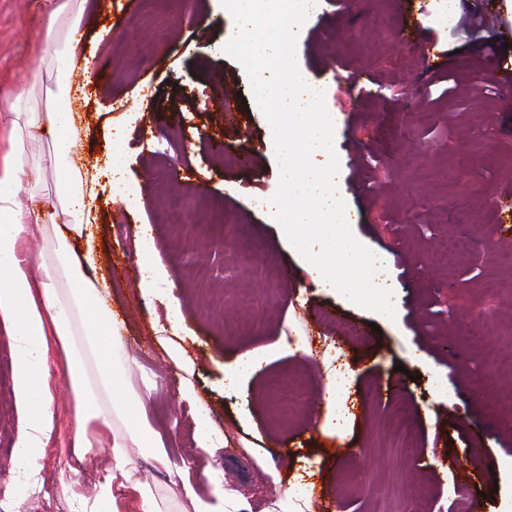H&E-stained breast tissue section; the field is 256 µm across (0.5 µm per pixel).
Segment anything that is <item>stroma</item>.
Returning <instances> with one entry per match:
<instances>
[{"mask_svg": "<svg viewBox=\"0 0 512 512\" xmlns=\"http://www.w3.org/2000/svg\"><path fill=\"white\" fill-rule=\"evenodd\" d=\"M44 0H0V101L31 87L46 106L50 83L38 49ZM448 0H323L298 47L305 75L324 90L334 122L337 179L351 226L395 287L400 320L351 337L361 309L316 285L267 215L280 168L258 109L224 112L225 88L250 97L242 66L224 51L235 21L221 0H83L79 56L91 65L77 102L85 153L97 167L93 244L110 279L107 298L128 357L127 386L140 395L173 464L158 468L129 448L131 478L114 472L109 440L73 455V398L56 355L48 367L57 430L24 479L14 456L20 419L13 386L0 389V495L13 512H142L150 489L165 512H194L192 483L212 495L209 473L267 512L302 468L314 472L320 512H501L512 499V0H459L493 19L480 38L456 33ZM389 22L374 29L377 16ZM135 30V52L119 50ZM429 43L443 71L426 73L412 42ZM371 94L347 89L351 75ZM121 133L126 177L149 207L112 195L111 135ZM221 138L213 147L210 136ZM250 152V167L238 158ZM191 207L171 212L164 184ZM198 237L200 249L183 242ZM152 244L173 285L187 363L170 359L155 332L167 309L143 296L142 245ZM300 351L286 350V343ZM268 356L244 389L224 386L236 355ZM401 365L413 374L391 399L382 388ZM349 397L328 407L332 372ZM192 399H185L184 388ZM205 406L215 438L197 440ZM343 413L345 436L324 430ZM405 415L414 449L392 427ZM486 451L469 452L473 434ZM470 478L460 481L455 465Z\"/></svg>", "mask_w": 512, "mask_h": 512, "instance_id": "35a3bbf8", "label": "stroma"}]
</instances>
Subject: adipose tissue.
Returning <instances> with one entry per match:
<instances>
[{
    "instance_id": "adipose-tissue-1",
    "label": "adipose tissue",
    "mask_w": 512,
    "mask_h": 512,
    "mask_svg": "<svg viewBox=\"0 0 512 512\" xmlns=\"http://www.w3.org/2000/svg\"><path fill=\"white\" fill-rule=\"evenodd\" d=\"M70 0H46L42 53L54 85L46 108H38L29 89L6 100L8 148L0 157V324L8 328L14 356L15 397L21 412L15 441L17 460L31 470L56 432L47 358L56 350L74 397L72 453L84 458L112 437L110 453L121 476L133 468L128 447L148 449L161 467H169L166 449L146 417L142 400L125 382V359L118 326L103 292L93 249L74 250L97 220L95 176L81 154L80 128L74 112L76 50L59 41L62 29L77 28ZM48 134L45 155L30 144ZM51 167L50 208H23L21 196H41V182L20 178L25 169ZM45 246L37 264L23 247L34 232Z\"/></svg>"
}]
</instances>
